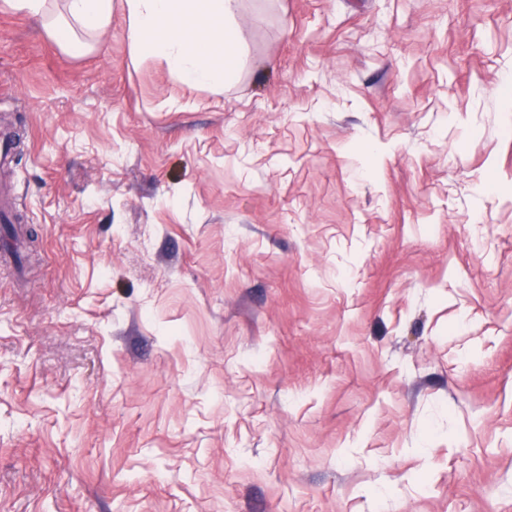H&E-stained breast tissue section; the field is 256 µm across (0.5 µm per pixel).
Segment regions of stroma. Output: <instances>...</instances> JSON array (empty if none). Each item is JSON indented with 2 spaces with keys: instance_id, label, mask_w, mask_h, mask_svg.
<instances>
[{
  "instance_id": "1",
  "label": "stroma",
  "mask_w": 512,
  "mask_h": 512,
  "mask_svg": "<svg viewBox=\"0 0 512 512\" xmlns=\"http://www.w3.org/2000/svg\"><path fill=\"white\" fill-rule=\"evenodd\" d=\"M235 24L216 92L0 9V512H512V0Z\"/></svg>"
}]
</instances>
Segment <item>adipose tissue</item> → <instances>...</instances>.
I'll return each instance as SVG.
<instances>
[{
  "label": "adipose tissue",
  "mask_w": 512,
  "mask_h": 512,
  "mask_svg": "<svg viewBox=\"0 0 512 512\" xmlns=\"http://www.w3.org/2000/svg\"><path fill=\"white\" fill-rule=\"evenodd\" d=\"M47 35L91 46L110 25L114 0H1ZM128 40L139 58L164 62L193 86L234 81L241 54L234 28L239 0H121Z\"/></svg>",
  "instance_id": "adipose-tissue-1"
}]
</instances>
